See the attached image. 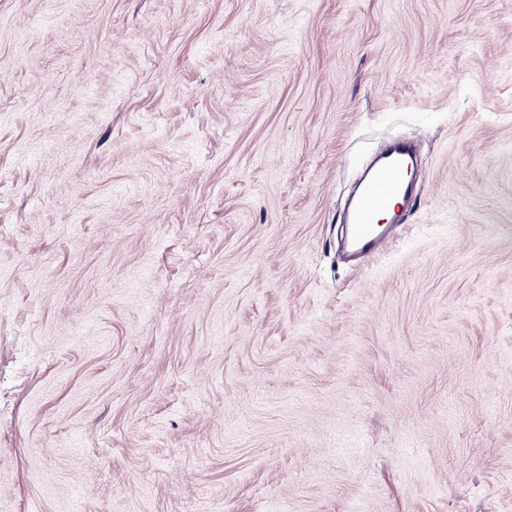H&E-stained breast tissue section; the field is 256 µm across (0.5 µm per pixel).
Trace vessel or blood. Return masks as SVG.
I'll list each match as a JSON object with an SVG mask.
<instances>
[{"label": "vessel or blood", "mask_w": 512, "mask_h": 512, "mask_svg": "<svg viewBox=\"0 0 512 512\" xmlns=\"http://www.w3.org/2000/svg\"><path fill=\"white\" fill-rule=\"evenodd\" d=\"M417 162L411 144H392L370 166L346 216L348 247L358 256L383 249L391 237L393 225L402 223L401 202L414 194ZM389 213V222L379 214Z\"/></svg>", "instance_id": "vessel-or-blood-1"}]
</instances>
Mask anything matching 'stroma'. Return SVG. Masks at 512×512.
<instances>
[{
	"label": "stroma",
	"instance_id": "obj_1",
	"mask_svg": "<svg viewBox=\"0 0 512 512\" xmlns=\"http://www.w3.org/2000/svg\"><path fill=\"white\" fill-rule=\"evenodd\" d=\"M0 512H512V0H0ZM417 162L410 143L392 144L370 166L346 216L348 247L364 256L383 249L393 224H403L400 202L412 198ZM399 208V209H398ZM391 212L390 220L379 222V214Z\"/></svg>",
	"mask_w": 512,
	"mask_h": 512
}]
</instances>
